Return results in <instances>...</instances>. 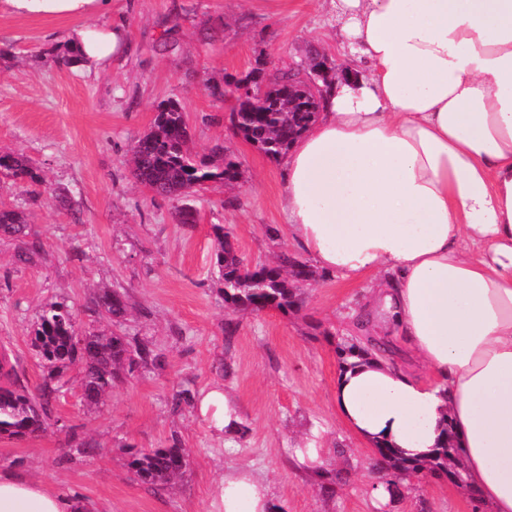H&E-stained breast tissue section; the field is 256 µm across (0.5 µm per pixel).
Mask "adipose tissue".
Segmentation results:
<instances>
[{
  "label": "adipose tissue",
  "mask_w": 512,
  "mask_h": 512,
  "mask_svg": "<svg viewBox=\"0 0 512 512\" xmlns=\"http://www.w3.org/2000/svg\"><path fill=\"white\" fill-rule=\"evenodd\" d=\"M347 77L284 160L291 240L318 267L374 275L381 333L431 382L353 358L336 408L367 444L431 459L453 438L466 485L488 512H512V0H330ZM75 20L77 65L128 49L122 26L90 20L112 0H0V10ZM198 413L220 434L240 424L212 389ZM224 512H272L247 469L225 475ZM0 512H92L75 493L0 469Z\"/></svg>",
  "instance_id": "obj_1"
}]
</instances>
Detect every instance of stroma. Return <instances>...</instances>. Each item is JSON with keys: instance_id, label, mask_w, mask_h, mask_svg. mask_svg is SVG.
I'll return each instance as SVG.
<instances>
[{"instance_id": "1", "label": "stroma", "mask_w": 512, "mask_h": 512, "mask_svg": "<svg viewBox=\"0 0 512 512\" xmlns=\"http://www.w3.org/2000/svg\"><path fill=\"white\" fill-rule=\"evenodd\" d=\"M130 48L104 71L60 62L76 23L0 12V153L22 154L40 183L0 179V208L23 211L43 245L33 264L16 263L17 243L0 239V357L36 391L43 364L31 344L38 315L53 302L76 313L78 332H118L153 343L155 368L123 372L106 402L83 406L81 373L66 371L53 426L24 439L0 438V469L79 493L99 512H209L226 473L247 467L269 484L274 512H486L465 486L413 477L400 500L372 493V446L336 410V347L355 333L371 277L352 282L323 270L301 287L299 311L256 314L224 305L213 271L215 228L223 226L249 264L280 252L309 255L288 236L280 206L283 162L236 135L233 80L305 64L311 54L346 64L336 48L329 0H112L110 15ZM178 101L198 157L223 144L240 165L232 183H210L188 199L153 195L127 161L157 108ZM73 198L67 209L60 195ZM191 205L195 222L175 215ZM124 294L115 323L91 302L97 289ZM234 322L232 342L225 322ZM224 388L236 401L240 436L215 433L195 407H174L180 389ZM178 437L192 455L185 476L154 490L133 481L129 448ZM89 442L80 451L79 442ZM322 448L326 468L347 480L325 496L296 449Z\"/></svg>"}]
</instances>
